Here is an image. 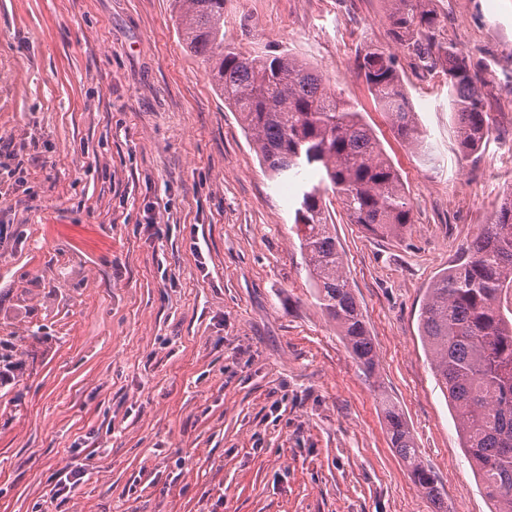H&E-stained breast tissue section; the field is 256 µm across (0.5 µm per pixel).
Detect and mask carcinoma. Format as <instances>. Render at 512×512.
<instances>
[{
	"label": "carcinoma",
	"mask_w": 512,
	"mask_h": 512,
	"mask_svg": "<svg viewBox=\"0 0 512 512\" xmlns=\"http://www.w3.org/2000/svg\"><path fill=\"white\" fill-rule=\"evenodd\" d=\"M396 43L422 73L443 77L459 152L475 155L493 130L476 67L462 50L437 38L441 20L431 0H386ZM187 49L201 58L224 105L254 138L273 178L301 182L293 223L314 297L336 325L367 379L378 360L364 315L329 224L332 194L350 223L378 236H400L413 223L400 174L358 105L330 91L322 74L286 49L243 54L224 43V0H172ZM356 68L397 137L424 148L396 55L361 51ZM512 188L456 263L427 289L419 325L431 368L448 392L463 448L495 512H512ZM379 402L391 447L425 496L440 499L435 473L419 457L397 405Z\"/></svg>",
	"instance_id": "obj_1"
}]
</instances>
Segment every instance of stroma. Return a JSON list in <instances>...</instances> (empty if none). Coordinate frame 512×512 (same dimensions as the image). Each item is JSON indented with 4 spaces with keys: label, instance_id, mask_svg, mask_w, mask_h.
<instances>
[{
    "label": "stroma",
    "instance_id": "obj_1",
    "mask_svg": "<svg viewBox=\"0 0 512 512\" xmlns=\"http://www.w3.org/2000/svg\"><path fill=\"white\" fill-rule=\"evenodd\" d=\"M432 6L490 111L512 110V0ZM224 39L318 68L401 175V237L329 211L379 380L442 498L391 448L313 296L294 186L267 177L170 0H0V512H490L418 316L512 185V126L463 158L448 87L400 52L385 0H224ZM372 45L396 54L430 160L359 77ZM64 468L85 477L55 507Z\"/></svg>",
    "mask_w": 512,
    "mask_h": 512
}]
</instances>
